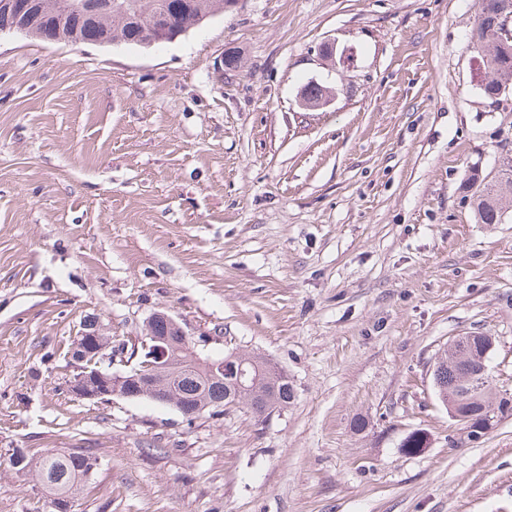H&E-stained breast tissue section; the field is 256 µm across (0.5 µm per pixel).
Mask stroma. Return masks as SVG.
Listing matches in <instances>:
<instances>
[{"label":"stroma","instance_id":"stroma-1","mask_svg":"<svg viewBox=\"0 0 512 512\" xmlns=\"http://www.w3.org/2000/svg\"><path fill=\"white\" fill-rule=\"evenodd\" d=\"M476 11L241 0L151 48L0 34V451L101 457L75 512H512V415L471 441L432 387L479 329L512 394V205L478 223L467 183L512 156V87L480 88ZM157 310L201 354L276 362L288 409L76 399L81 322L131 345ZM0 512L49 501L1 473Z\"/></svg>","mask_w":512,"mask_h":512}]
</instances>
